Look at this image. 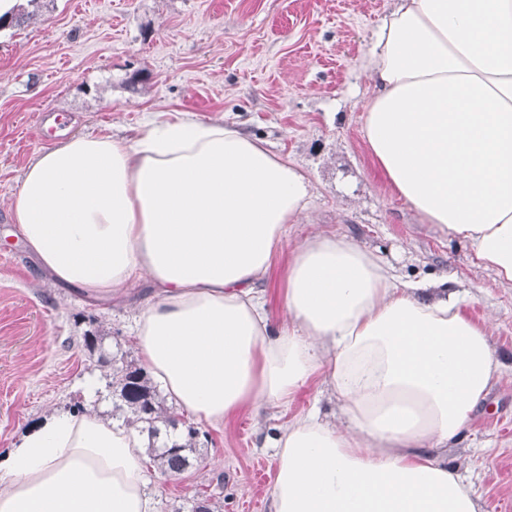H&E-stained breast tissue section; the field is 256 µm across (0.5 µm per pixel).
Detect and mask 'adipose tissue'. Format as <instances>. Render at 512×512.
Listing matches in <instances>:
<instances>
[{
	"mask_svg": "<svg viewBox=\"0 0 512 512\" xmlns=\"http://www.w3.org/2000/svg\"><path fill=\"white\" fill-rule=\"evenodd\" d=\"M363 67L364 137L393 191L512 283V0H398ZM309 197L264 140L178 115L41 150L10 209L55 282L103 302L149 283L139 355L198 421L289 405L320 378L341 422L310 413L270 439L273 512H490L442 455L501 374L458 295L400 287L381 256L315 235L271 323L259 287ZM147 444L137 423L45 416L0 455V512H155Z\"/></svg>",
	"mask_w": 512,
	"mask_h": 512,
	"instance_id": "adipose-tissue-1",
	"label": "adipose tissue"
}]
</instances>
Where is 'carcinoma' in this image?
Listing matches in <instances>:
<instances>
[{
  "label": "carcinoma",
  "instance_id": "obj_1",
  "mask_svg": "<svg viewBox=\"0 0 512 512\" xmlns=\"http://www.w3.org/2000/svg\"><path fill=\"white\" fill-rule=\"evenodd\" d=\"M83 345L89 356H95L98 363L110 366L112 393L132 410L135 422L143 424L148 431L146 451L160 473L179 475L191 467L198 460L197 430L189 425L185 427L186 435L181 442L171 446L159 443L162 429L176 427L179 419L163 407L156 386L146 372L131 363L107 358L99 352L95 336L84 337Z\"/></svg>",
  "mask_w": 512,
  "mask_h": 512
}]
</instances>
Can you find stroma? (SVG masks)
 Returning <instances> with one entry per match:
<instances>
[{
  "label": "stroma",
  "mask_w": 512,
  "mask_h": 512,
  "mask_svg": "<svg viewBox=\"0 0 512 512\" xmlns=\"http://www.w3.org/2000/svg\"><path fill=\"white\" fill-rule=\"evenodd\" d=\"M394 0H38L0 29V452L45 415L81 405L112 416L105 354L139 363L134 317L147 285L110 303L54 284L12 234L9 202L42 148L76 134L134 136L151 115L221 120L266 140L301 168L308 217L273 258L264 285L273 322L285 313L291 244L343 235L387 260L403 281L448 276L464 313L494 321L502 373L448 449V462L494 512H512V284L500 283L472 245L422 223L370 154L363 115L370 36ZM317 410L337 422L335 399L312 379L288 407L197 423L200 462L178 476L149 467L157 512H188L206 497L216 512H271L275 449L266 439Z\"/></svg>",
  "instance_id": "1"
}]
</instances>
